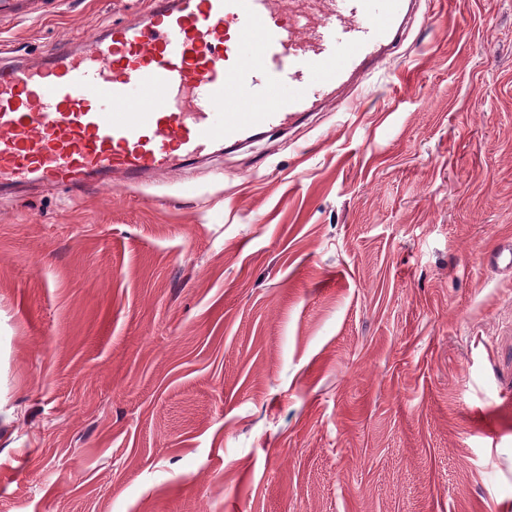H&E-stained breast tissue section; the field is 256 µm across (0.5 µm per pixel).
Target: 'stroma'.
Listing matches in <instances>:
<instances>
[{
    "mask_svg": "<svg viewBox=\"0 0 512 512\" xmlns=\"http://www.w3.org/2000/svg\"><path fill=\"white\" fill-rule=\"evenodd\" d=\"M150 0L0 21L34 60ZM512 0H421L287 135L0 190V512H512Z\"/></svg>",
    "mask_w": 512,
    "mask_h": 512,
    "instance_id": "stroma-1",
    "label": "stroma"
}]
</instances>
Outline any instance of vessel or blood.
<instances>
[{
  "instance_id": "1",
  "label": "vessel or blood",
  "mask_w": 512,
  "mask_h": 512,
  "mask_svg": "<svg viewBox=\"0 0 512 512\" xmlns=\"http://www.w3.org/2000/svg\"><path fill=\"white\" fill-rule=\"evenodd\" d=\"M416 0H151L28 64L0 57V187L137 185L296 126L404 39Z\"/></svg>"
}]
</instances>
